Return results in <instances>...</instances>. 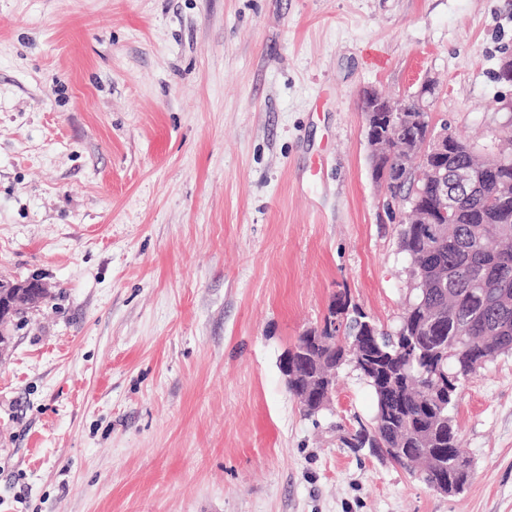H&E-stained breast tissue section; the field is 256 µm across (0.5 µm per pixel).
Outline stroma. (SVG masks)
I'll return each mask as SVG.
<instances>
[{"label": "stroma", "mask_w": 512, "mask_h": 512, "mask_svg": "<svg viewBox=\"0 0 512 512\" xmlns=\"http://www.w3.org/2000/svg\"><path fill=\"white\" fill-rule=\"evenodd\" d=\"M512 0H0V278L48 298L0 357V512H512V355L454 411L439 494L305 415L280 359L344 295L384 328L405 210L361 99L424 82L491 151Z\"/></svg>", "instance_id": "obj_1"}]
</instances>
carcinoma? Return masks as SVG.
Returning <instances> with one entry per match:
<instances>
[{"mask_svg":"<svg viewBox=\"0 0 512 512\" xmlns=\"http://www.w3.org/2000/svg\"><path fill=\"white\" fill-rule=\"evenodd\" d=\"M454 161L476 169L498 165L497 178L476 188L460 189L448 183L454 210L444 227V236L429 239L421 224L410 225L402 250L412 261L411 276L418 283V297L409 301L392 330L373 325L365 352L378 357L389 373L392 388L399 393L387 401L361 359L347 352L346 341L364 335L371 318L360 308L336 324L325 337L336 340V353L326 354L321 368L297 363L301 378H319L318 385H334L335 373L350 365L373 390L375 418L386 423L391 437L376 438L362 428L346 440L350 448H370L376 454L388 447L400 448L393 461L419 477L427 486L448 483L465 487L471 477V462L458 448V429L452 411L462 382L500 355L512 353V152L499 150L480 160L474 148L455 136ZM395 196L436 202L434 189L410 169L406 179L389 186ZM443 266L440 283L448 297L428 287L426 278ZM439 378L448 382V392L431 389Z\"/></svg>","mask_w":512,"mask_h":512,"instance_id":"carcinoma-1","label":"carcinoma"}]
</instances>
